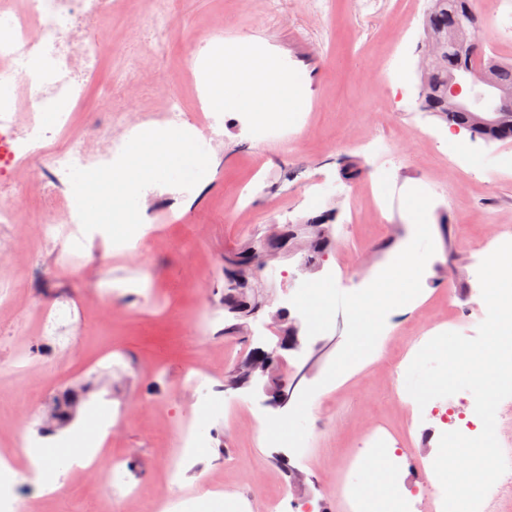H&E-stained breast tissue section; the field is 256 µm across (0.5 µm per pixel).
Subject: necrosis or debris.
Here are the masks:
<instances>
[{"label":"necrosis or debris","mask_w":512,"mask_h":512,"mask_svg":"<svg viewBox=\"0 0 512 512\" xmlns=\"http://www.w3.org/2000/svg\"><path fill=\"white\" fill-rule=\"evenodd\" d=\"M128 0H0V224L23 223L28 205L43 217L38 237L79 247L91 209H71L78 182L120 171L131 141L151 121L171 134L193 132L220 147L224 114L189 111L173 84L160 80L161 114L95 110L90 129L72 134L77 111L112 51L105 18ZM51 121H44V114Z\"/></svg>","instance_id":"necrosis-or-debris-1"}]
</instances>
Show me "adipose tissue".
Here are the masks:
<instances>
[{
	"label": "adipose tissue",
	"mask_w": 512,
	"mask_h": 512,
	"mask_svg": "<svg viewBox=\"0 0 512 512\" xmlns=\"http://www.w3.org/2000/svg\"><path fill=\"white\" fill-rule=\"evenodd\" d=\"M209 99L227 111L249 109L259 116L285 123L290 118L294 95L277 66L243 42L225 43L209 62ZM206 157L192 143L171 142L147 131L131 148L123 173L95 177L94 186L111 207L125 205L143 179H155L170 167L203 165Z\"/></svg>",
	"instance_id": "obj_1"
}]
</instances>
